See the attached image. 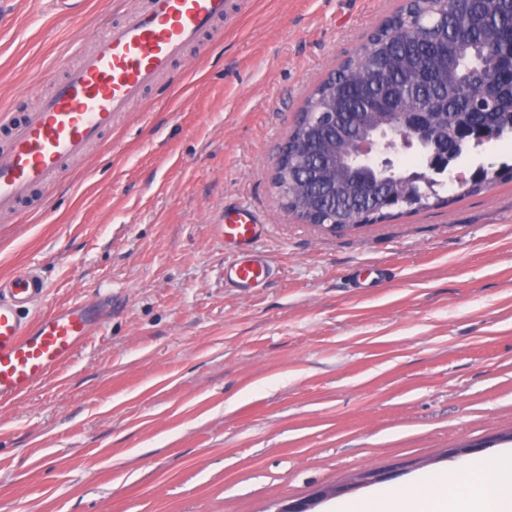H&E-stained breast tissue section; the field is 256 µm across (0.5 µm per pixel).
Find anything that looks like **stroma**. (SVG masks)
<instances>
[{
	"label": "stroma",
	"mask_w": 512,
	"mask_h": 512,
	"mask_svg": "<svg viewBox=\"0 0 512 512\" xmlns=\"http://www.w3.org/2000/svg\"><path fill=\"white\" fill-rule=\"evenodd\" d=\"M0 0V111L21 118L128 0ZM88 160L0 214V277L42 310L103 300L77 355L0 404V512H277L363 471L512 449V180L331 232L271 181L314 89L402 0H236ZM265 211L274 268L224 284L225 207Z\"/></svg>",
	"instance_id": "obj_1"
}]
</instances>
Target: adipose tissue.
Instances as JSON below:
<instances>
[{"label":"adipose tissue","instance_id":"1","mask_svg":"<svg viewBox=\"0 0 512 512\" xmlns=\"http://www.w3.org/2000/svg\"><path fill=\"white\" fill-rule=\"evenodd\" d=\"M418 506L447 504L448 512H512V450L465 461L452 472L421 475Z\"/></svg>","mask_w":512,"mask_h":512}]
</instances>
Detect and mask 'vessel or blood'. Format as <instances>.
Here are the masks:
<instances>
[{
    "label": "vessel or blood",
    "mask_w": 512,
    "mask_h": 512,
    "mask_svg": "<svg viewBox=\"0 0 512 512\" xmlns=\"http://www.w3.org/2000/svg\"><path fill=\"white\" fill-rule=\"evenodd\" d=\"M227 0H135L124 20L93 35V48L68 68L36 111L7 120L0 145V212L15 211L31 191L87 159L129 104L168 75L201 37L222 41ZM237 257L224 267L237 288L263 286L272 274L258 250L266 224L246 206L224 211L217 227ZM43 276L23 268L0 279V403L15 402L69 362L91 336L99 314L85 302L38 311Z\"/></svg>",
    "instance_id": "1"
}]
</instances>
